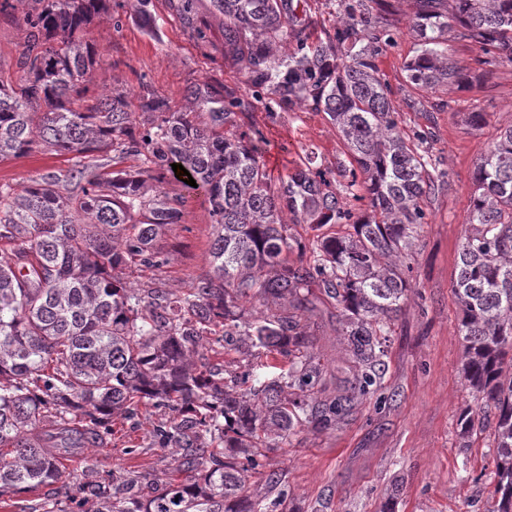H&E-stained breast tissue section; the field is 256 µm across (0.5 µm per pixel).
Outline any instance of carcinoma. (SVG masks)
I'll use <instances>...</instances> for the list:
<instances>
[{
    "label": "carcinoma",
    "instance_id": "cac0c4a2",
    "mask_svg": "<svg viewBox=\"0 0 512 512\" xmlns=\"http://www.w3.org/2000/svg\"><path fill=\"white\" fill-rule=\"evenodd\" d=\"M224 17V51L244 63L247 98L198 81L183 104L145 92L137 121L122 92L85 104L97 51L86 38L112 0H0L25 39L0 79V162L36 152L67 156L20 186L0 183V497L69 479L63 455L141 405L167 414L153 444L174 472L159 494L151 474L115 471L75 486L71 508L53 498L40 512H276L268 452L296 428L336 426L377 384L390 326L412 292L426 212L444 182L424 139L398 126L377 64L392 22L366 0H339L333 32L309 41L287 0H209ZM145 23L152 0H124ZM196 0H178L196 40ZM412 86L450 91L471 82L448 55V34L512 61V0H415ZM310 104L336 127L351 162L346 202L310 163L275 181L241 117ZM132 158L138 169L123 166ZM177 163L184 170L173 171ZM209 203L211 270L176 294L136 288L118 275L158 268L163 230L182 220L185 197L164 188L184 172ZM469 224L454 296L471 403L458 416L463 447L486 431L495 454V512H512V126L473 173ZM346 224L308 245L288 235V215ZM311 253L309 264H288ZM340 316L355 371L347 389L323 386L320 357L301 325L316 308L312 285ZM272 300L275 312L260 306ZM239 354L220 369L199 362L216 327ZM52 420L58 448L40 424ZM89 498L96 505L84 509Z\"/></svg>",
    "mask_w": 512,
    "mask_h": 512
}]
</instances>
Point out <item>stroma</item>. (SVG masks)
Listing matches in <instances>:
<instances>
[{"mask_svg": "<svg viewBox=\"0 0 512 512\" xmlns=\"http://www.w3.org/2000/svg\"><path fill=\"white\" fill-rule=\"evenodd\" d=\"M385 7L394 42L385 47L378 66L400 129L427 137L445 183L423 204L427 222L414 264L416 288L392 327L377 394L355 400L335 428L297 430L270 453L269 464L280 477L277 490L287 512H384L388 506L393 512H492L489 439L483 435L461 447L456 426L470 397L461 370L463 341L452 286L471 210L475 165L498 132L512 125V61L485 64L476 46L452 38L448 52L471 73L472 83L451 92L414 88L405 80L415 51L409 31L414 0H385ZM152 12L150 26L124 7L119 26L105 20L91 25L89 38L101 55L93 95L115 88L135 108L149 89L176 109L186 87L206 77L247 94L241 65L224 53L219 19L208 18L207 37L199 42L179 20L171 0H153ZM474 110L487 113V125H468L466 115ZM245 122L267 138L265 157L273 176H287L312 153L316 166L329 171L333 186L343 184L337 167L349 158L324 113L301 106L272 116L259 106ZM65 163V157L46 152L5 160L0 162V182L19 185ZM185 197L181 223L170 225L156 242L164 265L128 267L124 277L129 282L182 292L209 271L214 227L208 205L195 192ZM306 325L325 366L327 390L348 387L351 356L336 334V320L319 314ZM160 419V413L141 412L116 421L106 443L66 460L68 472L77 482L88 471L102 479L119 470L146 472L165 482L172 460L152 447L149 438Z\"/></svg>", "mask_w": 512, "mask_h": 512, "instance_id": "35a3bbf8", "label": "stroma"}]
</instances>
